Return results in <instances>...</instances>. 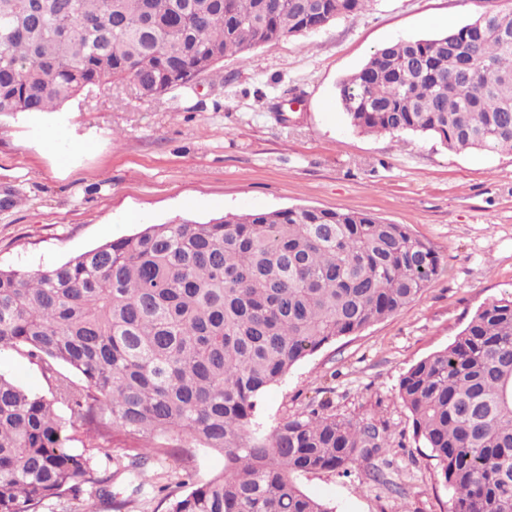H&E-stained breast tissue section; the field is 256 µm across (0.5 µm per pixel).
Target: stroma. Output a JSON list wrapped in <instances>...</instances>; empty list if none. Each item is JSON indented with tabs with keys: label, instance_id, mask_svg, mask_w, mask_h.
Here are the masks:
<instances>
[{
	"label": "stroma",
	"instance_id": "35a3bbf8",
	"mask_svg": "<svg viewBox=\"0 0 512 512\" xmlns=\"http://www.w3.org/2000/svg\"><path fill=\"white\" fill-rule=\"evenodd\" d=\"M509 6L371 0L358 18L244 59L225 57L149 101L119 86L55 112L0 113V267H48L147 224L295 206L407 225L438 252L439 276L397 313L299 362L261 396L258 421L267 433L323 401L337 414L374 420L392 442L384 456L392 486L371 482L360 466L347 476L297 475L300 488L336 512H448V489L414 437L398 384L478 308L512 297V154L455 153L429 135L360 132L342 113L337 86L384 45ZM0 374L49 392L24 352L1 351ZM73 445L111 476L124 512H166L156 483L176 484L187 471L204 483L224 470L222 454L195 448L185 468L158 454L136 477L124 470L121 440L107 455L81 435Z\"/></svg>",
	"mask_w": 512,
	"mask_h": 512
}]
</instances>
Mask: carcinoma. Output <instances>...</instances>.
<instances>
[{
  "instance_id": "carcinoma-1",
  "label": "carcinoma",
  "mask_w": 512,
  "mask_h": 512,
  "mask_svg": "<svg viewBox=\"0 0 512 512\" xmlns=\"http://www.w3.org/2000/svg\"><path fill=\"white\" fill-rule=\"evenodd\" d=\"M368 3L0 0V113L54 112L114 84L152 99ZM338 102L364 133L512 152V8L375 51L340 82ZM439 272L434 247L404 224L304 206L151 224L61 264L0 268V350L24 349L49 385L33 394L0 375V512H41L66 495L96 512L84 484L122 512L112 476L69 447L80 429L223 454L208 482L159 487L168 512H335L295 477L363 462L379 481L385 432L321 403L264 434L258 399L305 357L413 302ZM398 393L451 512H512V297L480 307Z\"/></svg>"
}]
</instances>
